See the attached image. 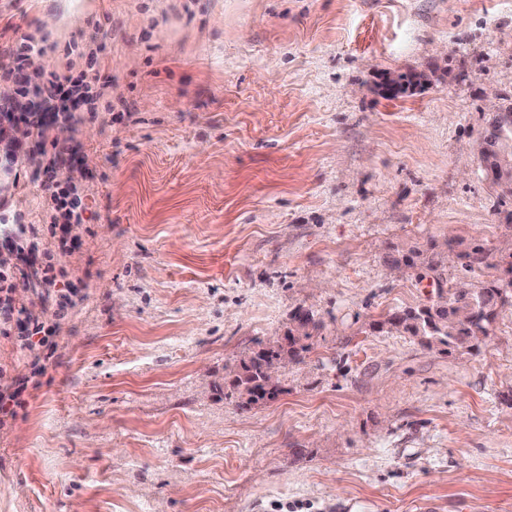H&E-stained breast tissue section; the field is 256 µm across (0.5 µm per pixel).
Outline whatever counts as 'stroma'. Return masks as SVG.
<instances>
[{
  "mask_svg": "<svg viewBox=\"0 0 512 512\" xmlns=\"http://www.w3.org/2000/svg\"><path fill=\"white\" fill-rule=\"evenodd\" d=\"M24 37L101 96L46 131L94 219L44 370L0 333V386L27 382L0 512H512V307L470 353L382 325L436 295L394 260L512 237L477 160L512 0H0ZM39 167L0 179V221L53 251ZM299 308L323 326L279 394L225 398Z\"/></svg>",
  "mask_w": 512,
  "mask_h": 512,
  "instance_id": "obj_1",
  "label": "stroma"
}]
</instances>
